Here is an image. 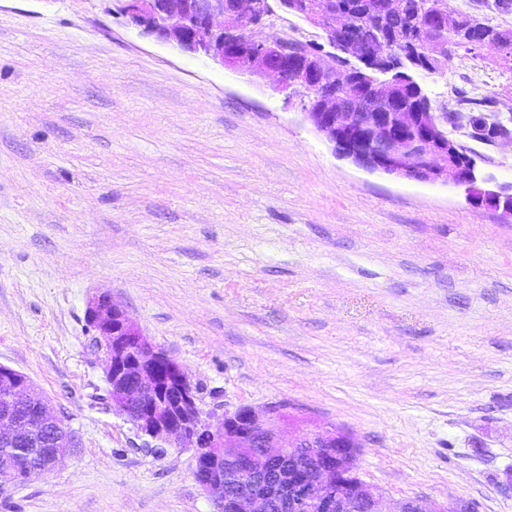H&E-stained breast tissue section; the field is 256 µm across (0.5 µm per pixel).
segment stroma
<instances>
[{
    "mask_svg": "<svg viewBox=\"0 0 512 512\" xmlns=\"http://www.w3.org/2000/svg\"><path fill=\"white\" fill-rule=\"evenodd\" d=\"M123 0H0V365L75 436L0 512H217L194 451L104 401L108 293L197 389L203 420L280 404L353 434L387 504L512 512V217L369 172L269 77L188 57ZM419 82L512 110L484 47ZM490 188L512 147L471 142Z\"/></svg>",
    "mask_w": 512,
    "mask_h": 512,
    "instance_id": "35a3bbf8",
    "label": "stroma"
}]
</instances>
